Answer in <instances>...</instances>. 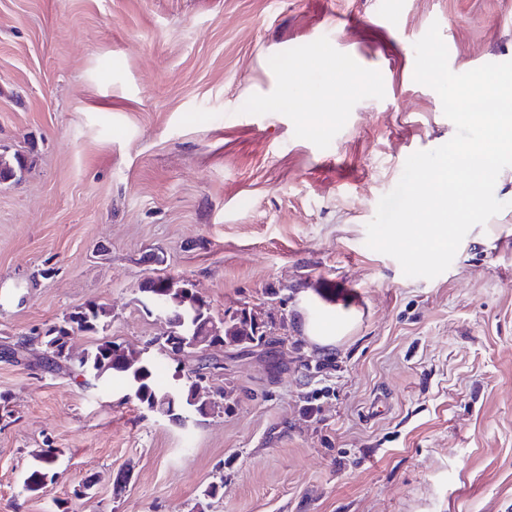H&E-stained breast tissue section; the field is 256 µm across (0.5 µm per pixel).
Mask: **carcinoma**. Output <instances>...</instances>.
I'll return each mask as SVG.
<instances>
[{
    "label": "carcinoma",
    "instance_id": "cac0c4a2",
    "mask_svg": "<svg viewBox=\"0 0 512 512\" xmlns=\"http://www.w3.org/2000/svg\"><path fill=\"white\" fill-rule=\"evenodd\" d=\"M25 167L22 157L14 154L10 157L0 154V181L9 178L15 171ZM143 305L155 298L162 304V312L169 315L175 328L173 337L163 338L160 346L176 365H182V356L175 351L174 341L183 337L196 338L204 343H220L240 351L263 346L272 336L274 324L264 320L254 311L245 315L239 310L224 311V318L213 320L210 308H201V299L192 284L187 280H176L168 276H148L138 285ZM109 310L106 305L89 302L64 315L58 321L60 329L54 336L33 333L27 342L42 348L57 345L56 354L61 365L45 364L50 373L62 372L71 380L82 379L81 385L96 388L99 383L115 381L129 390L132 397L144 408L151 411L163 404V396H173L168 402L167 413L175 423L188 414L210 416L223 408L220 401L204 396L195 390L196 384L207 378L208 365L200 362L188 370L191 382L180 386L162 385L156 378V366L146 350L125 347L104 336L107 328L106 318ZM95 333L101 335L95 347L75 358L71 352L63 351V346L76 333ZM55 449L42 451L40 465L29 471L24 480V490L36 494L46 486V479L55 463Z\"/></svg>",
    "mask_w": 512,
    "mask_h": 512
}]
</instances>
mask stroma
I'll use <instances>...</instances> for the list:
<instances>
[{"mask_svg": "<svg viewBox=\"0 0 512 512\" xmlns=\"http://www.w3.org/2000/svg\"><path fill=\"white\" fill-rule=\"evenodd\" d=\"M434 22L453 72L512 60V0H0V153L28 158L0 184V348L96 301L156 350L150 275L276 325L209 350L228 409L186 427L0 356V512H512V167L439 276L365 244L455 134L413 78ZM55 449L47 448L42 451L40 465L29 471L24 480V490L29 493H39L46 486V479H52L50 473L55 463Z\"/></svg>", "mask_w": 512, "mask_h": 512, "instance_id": "stroma-1", "label": "stroma"}]
</instances>
